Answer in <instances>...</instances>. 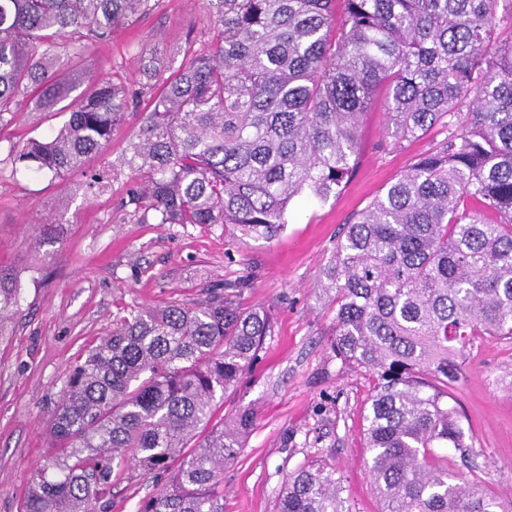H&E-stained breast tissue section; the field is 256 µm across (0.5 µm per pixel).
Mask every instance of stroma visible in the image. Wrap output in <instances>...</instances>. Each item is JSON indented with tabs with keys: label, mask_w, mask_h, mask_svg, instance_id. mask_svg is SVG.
Returning <instances> with one entry per match:
<instances>
[{
	"label": "stroma",
	"mask_w": 512,
	"mask_h": 512,
	"mask_svg": "<svg viewBox=\"0 0 512 512\" xmlns=\"http://www.w3.org/2000/svg\"><path fill=\"white\" fill-rule=\"evenodd\" d=\"M206 40L203 0H163L162 7L115 32L87 58L95 71L120 67L139 78L149 50L176 55L187 37ZM138 113L112 131V145L89 160L102 182L86 193L85 172L50 179L14 169L11 143L60 127L57 112H20L0 124V269L22 283L18 314L0 336V512H21L31 470L49 450L46 420L78 357L112 328L122 309L189 303L202 289L238 286V306L266 310L273 327L250 372L216 411L231 419L251 409L244 448L224 469V512H276L285 477L318 454L344 477L353 512H377L364 467L362 415L373 382L341 366L331 349L335 311L317 288L344 224L439 141L431 131L411 141L387 132L382 106L366 116L357 170L341 194L302 207L272 241L242 236L231 224H139L120 207L132 173L117 167ZM54 238H41L46 220ZM456 391L472 433V455L450 451L448 468L476 464L486 488L512 501V343L485 336L467 349ZM163 477L133 472L106 499L104 512H137Z\"/></svg>",
	"instance_id": "1"
}]
</instances>
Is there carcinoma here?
I'll return each mask as SVG.
<instances>
[{"label":"carcinoma","instance_id":"obj_1","mask_svg":"<svg viewBox=\"0 0 512 512\" xmlns=\"http://www.w3.org/2000/svg\"><path fill=\"white\" fill-rule=\"evenodd\" d=\"M160 2L0 0V122L69 113L55 133L12 143L9 160L53 178L81 171L134 106L145 117L119 158L136 175L127 214L269 241L299 207L343 190L379 94L395 139L439 129L344 225L321 270L336 307L330 349L374 382L363 436L379 512H512L441 455L470 439L455 396L467 346L512 341V41L498 39L512 11L500 0H206L210 39L188 40L179 63L142 56L139 85L79 66L88 44ZM20 294L0 272V336ZM270 332L226 285L116 314L49 413L52 451L23 512H96L135 469L165 478L137 512H224V464L253 416L218 425L217 399ZM342 492L336 466L305 461L277 512H352Z\"/></svg>","mask_w":512,"mask_h":512}]
</instances>
